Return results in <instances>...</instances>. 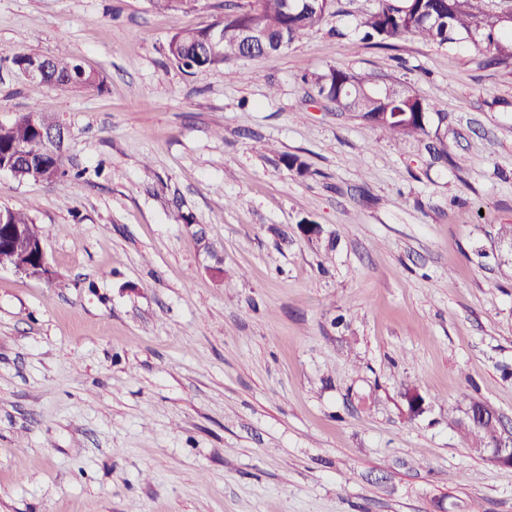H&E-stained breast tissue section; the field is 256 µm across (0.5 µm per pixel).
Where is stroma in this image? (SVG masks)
Instances as JSON below:
<instances>
[{
	"mask_svg": "<svg viewBox=\"0 0 512 512\" xmlns=\"http://www.w3.org/2000/svg\"><path fill=\"white\" fill-rule=\"evenodd\" d=\"M224 3L0 0V54L63 45L106 81L36 95L0 68V123L54 113L72 172H0L50 268H0V512H512V468L450 420L475 400L512 431V59L367 45L373 0H342L185 72L170 35ZM332 69L434 104L427 135L311 98Z\"/></svg>",
	"mask_w": 512,
	"mask_h": 512,
	"instance_id": "stroma-1",
	"label": "stroma"
}]
</instances>
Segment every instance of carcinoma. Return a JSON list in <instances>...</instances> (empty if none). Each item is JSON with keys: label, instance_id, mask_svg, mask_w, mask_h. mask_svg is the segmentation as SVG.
<instances>
[{"label": "carcinoma", "instance_id": "carcinoma-1", "mask_svg": "<svg viewBox=\"0 0 512 512\" xmlns=\"http://www.w3.org/2000/svg\"><path fill=\"white\" fill-rule=\"evenodd\" d=\"M343 13L341 0H250L249 8L224 4V14L207 27L180 29L168 40L170 60L186 70L209 69L232 59L259 57L278 52L299 39L326 17ZM363 40L388 47L403 36L425 42L447 44L456 37L467 38L490 61L512 58V25L497 16L481 17L476 0H374L372 11L360 23ZM20 72L33 62V56L12 53L0 56V63ZM104 80L85 69L66 50L47 57L43 77L31 82L32 91L44 89L59 93L80 91L99 93ZM318 95L342 101L345 109L358 112L370 124L399 138L427 134L426 114L434 107L409 92H390L362 74L333 69L315 78ZM60 124L54 114L33 106L9 123H0V165L22 182L52 184L67 175L62 146L43 142L44 134ZM3 224L25 225L31 240L42 238L34 219L9 208L0 210ZM26 263L33 267L40 256L31 251L0 252V265ZM470 448H487L499 435L498 426L487 421L477 428H458Z\"/></svg>", "mask_w": 512, "mask_h": 512}]
</instances>
